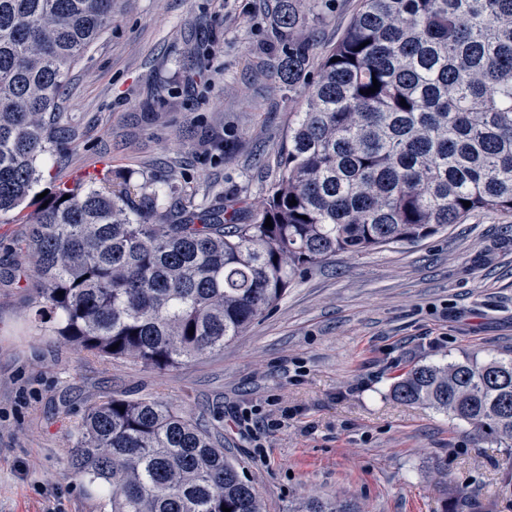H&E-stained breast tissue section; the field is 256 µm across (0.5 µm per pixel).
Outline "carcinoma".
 I'll use <instances>...</instances> for the list:
<instances>
[{
	"instance_id": "obj_1",
	"label": "carcinoma",
	"mask_w": 512,
	"mask_h": 512,
	"mask_svg": "<svg viewBox=\"0 0 512 512\" xmlns=\"http://www.w3.org/2000/svg\"><path fill=\"white\" fill-rule=\"evenodd\" d=\"M112 2L0 0V215L26 202L62 139L64 87ZM274 34L306 102L261 210L244 222L221 202L172 206L175 183L60 191L26 219L37 331L107 362L174 368L224 351L338 252L426 239L474 213L512 217V0H360L311 80L294 0H279ZM390 394L512 447V358L415 366ZM67 463L108 512H263L221 436L157 398L87 406ZM471 504L458 487L441 512ZM297 512L357 510L309 498Z\"/></svg>"
}]
</instances>
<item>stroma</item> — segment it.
Segmentation results:
<instances>
[{
  "label": "stroma",
  "instance_id": "stroma-1",
  "mask_svg": "<svg viewBox=\"0 0 512 512\" xmlns=\"http://www.w3.org/2000/svg\"><path fill=\"white\" fill-rule=\"evenodd\" d=\"M298 2L314 36L312 77L359 0H336L322 16L313 0ZM275 5L114 0L71 73L67 136L33 194L106 173L156 189L177 181L183 203L258 211L305 104L280 74ZM26 231L15 214L0 216V269L16 276L0 281V512H101V492L65 457L74 420L112 394L162 398L217 430L264 512H296L304 495L359 512H440L457 484L477 505L512 512L502 484L511 451L390 397L420 364L512 358V218L478 213L420 241L336 254L222 353L165 371L33 334Z\"/></svg>",
  "mask_w": 512,
  "mask_h": 512
}]
</instances>
